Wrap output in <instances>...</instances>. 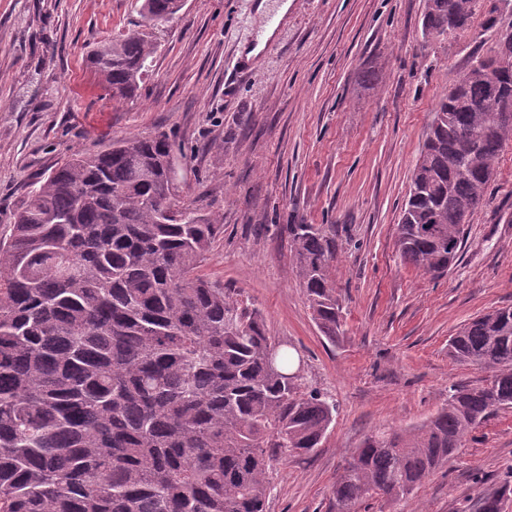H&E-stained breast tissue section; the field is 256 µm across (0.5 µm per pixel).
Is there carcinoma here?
Masks as SVG:
<instances>
[{
  "mask_svg": "<svg viewBox=\"0 0 512 512\" xmlns=\"http://www.w3.org/2000/svg\"><path fill=\"white\" fill-rule=\"evenodd\" d=\"M491 0H426L424 37L485 16L479 36L512 39ZM185 0H142L141 23L88 62L120 102L156 45L147 32ZM473 58L444 93L397 228L402 260L432 276L459 258L512 119L495 104L512 63ZM169 136H129L71 155L32 189L0 240V512H265L267 470L322 446L336 404L300 391L256 310L198 273L223 224L176 202ZM296 275L331 342L343 333L325 227L288 224ZM457 364L491 373L454 386L422 423L367 434L336 476L331 512L395 506L496 411L512 408V306L480 315L448 343ZM512 484L478 500L501 512Z\"/></svg>",
  "mask_w": 512,
  "mask_h": 512,
  "instance_id": "cac0c4a2",
  "label": "carcinoma"
}]
</instances>
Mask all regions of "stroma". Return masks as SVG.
<instances>
[{
    "instance_id": "1",
    "label": "stroma",
    "mask_w": 512,
    "mask_h": 512,
    "mask_svg": "<svg viewBox=\"0 0 512 512\" xmlns=\"http://www.w3.org/2000/svg\"><path fill=\"white\" fill-rule=\"evenodd\" d=\"M262 0H185L153 29L157 52L124 103L87 55L133 27L142 0H0V237L34 184L76 152L167 133L178 198L224 215L199 269L258 309L303 389L337 405L321 448L269 471L266 512H330L345 459L371 431L420 423L454 385L489 377L454 363L459 327L512 306V143L468 218L459 262L435 279L404 263L396 239L439 97L486 54L483 16L453 42L425 39V0H291L253 68ZM287 224L336 239L331 276L344 333L329 342L295 274ZM512 477V408L496 412L402 512H476Z\"/></svg>"
}]
</instances>
